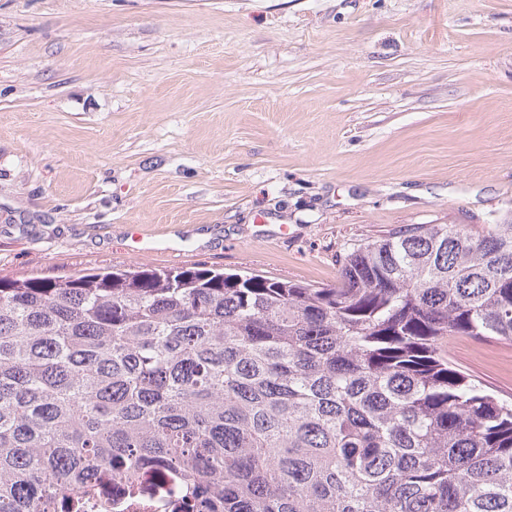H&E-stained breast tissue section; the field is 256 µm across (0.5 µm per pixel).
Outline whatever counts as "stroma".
Masks as SVG:
<instances>
[{
    "instance_id": "obj_1",
    "label": "stroma",
    "mask_w": 512,
    "mask_h": 512,
    "mask_svg": "<svg viewBox=\"0 0 512 512\" xmlns=\"http://www.w3.org/2000/svg\"><path fill=\"white\" fill-rule=\"evenodd\" d=\"M512 213V0H0V275L335 284ZM456 366L512 398V344Z\"/></svg>"
}]
</instances>
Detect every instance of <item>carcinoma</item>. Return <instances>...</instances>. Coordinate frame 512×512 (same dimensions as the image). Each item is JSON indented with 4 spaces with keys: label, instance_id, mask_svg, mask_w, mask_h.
I'll use <instances>...</instances> for the list:
<instances>
[{
    "label": "carcinoma",
    "instance_id": "cac0c4a2",
    "mask_svg": "<svg viewBox=\"0 0 512 512\" xmlns=\"http://www.w3.org/2000/svg\"><path fill=\"white\" fill-rule=\"evenodd\" d=\"M512 342V218L368 241L327 287L0 276V512H512V401L442 341Z\"/></svg>",
    "mask_w": 512,
    "mask_h": 512
}]
</instances>
